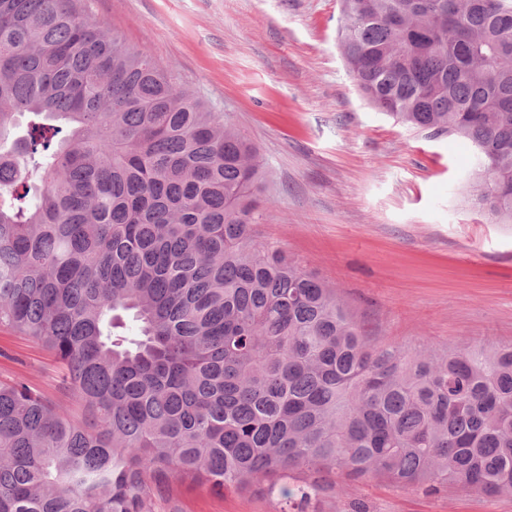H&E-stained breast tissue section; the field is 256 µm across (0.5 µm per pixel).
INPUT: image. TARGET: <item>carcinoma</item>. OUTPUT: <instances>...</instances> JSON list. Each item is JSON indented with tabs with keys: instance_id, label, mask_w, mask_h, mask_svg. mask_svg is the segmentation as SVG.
<instances>
[{
	"instance_id": "carcinoma-1",
	"label": "carcinoma",
	"mask_w": 512,
	"mask_h": 512,
	"mask_svg": "<svg viewBox=\"0 0 512 512\" xmlns=\"http://www.w3.org/2000/svg\"><path fill=\"white\" fill-rule=\"evenodd\" d=\"M362 95L483 157L512 224V0H343ZM257 152L85 0H0V327L60 365L0 381V512H149L170 476L306 512L323 475L512 494V344L377 345L257 243ZM139 335L120 332L124 316Z\"/></svg>"
}]
</instances>
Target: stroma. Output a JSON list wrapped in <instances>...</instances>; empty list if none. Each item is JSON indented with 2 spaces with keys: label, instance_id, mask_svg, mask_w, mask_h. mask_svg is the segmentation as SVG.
I'll list each match as a JSON object with an SVG mask.
<instances>
[{
  "label": "stroma",
  "instance_id": "obj_1",
  "mask_svg": "<svg viewBox=\"0 0 512 512\" xmlns=\"http://www.w3.org/2000/svg\"><path fill=\"white\" fill-rule=\"evenodd\" d=\"M93 19L173 74L261 160L257 242L334 288L375 342L442 351L512 342V224L469 204L476 154L372 106L341 56L340 0H86ZM67 406L40 345L0 328V380ZM322 512H512V495L436 494L331 476ZM252 488L216 494L175 477L152 512H281Z\"/></svg>",
  "mask_w": 512,
  "mask_h": 512
}]
</instances>
